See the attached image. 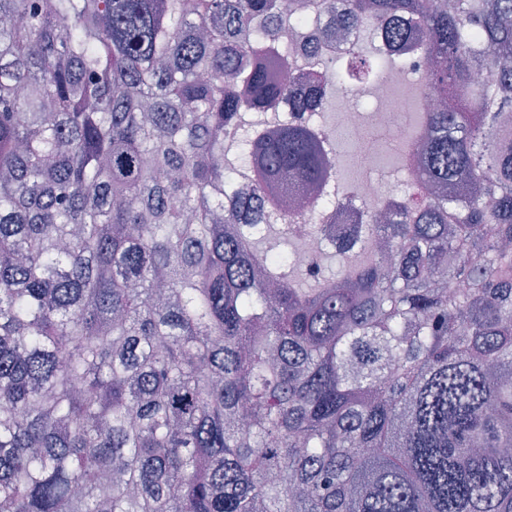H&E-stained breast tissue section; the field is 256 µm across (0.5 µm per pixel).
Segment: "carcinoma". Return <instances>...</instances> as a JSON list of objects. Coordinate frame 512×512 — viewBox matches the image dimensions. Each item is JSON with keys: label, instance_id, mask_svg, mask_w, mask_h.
Here are the masks:
<instances>
[{"label": "carcinoma", "instance_id": "1", "mask_svg": "<svg viewBox=\"0 0 512 512\" xmlns=\"http://www.w3.org/2000/svg\"><path fill=\"white\" fill-rule=\"evenodd\" d=\"M408 56L345 224L298 114ZM0 512H512V0H0ZM382 138L376 141L378 153L375 154L371 163L377 168L378 173L389 176V196H393L397 193L400 194L405 189L404 183L407 179V171L403 168H399L395 155L385 146L382 147L381 144L385 137ZM388 190L389 185L386 181H383L379 176L367 174L358 182L352 184L349 190L342 191L339 195V202L346 205L348 203L346 196L352 191L355 204L359 208L365 211L371 209L378 211Z\"/></svg>", "mask_w": 512, "mask_h": 512}]
</instances>
